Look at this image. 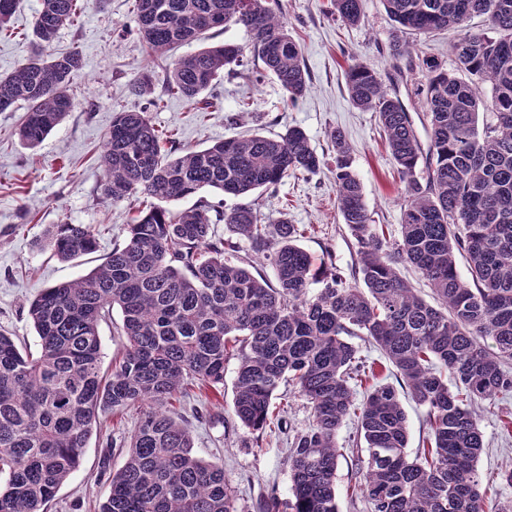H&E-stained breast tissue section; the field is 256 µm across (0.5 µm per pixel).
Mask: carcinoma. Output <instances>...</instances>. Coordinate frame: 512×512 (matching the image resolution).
<instances>
[{
  "label": "carcinoma",
  "instance_id": "obj_1",
  "mask_svg": "<svg viewBox=\"0 0 512 512\" xmlns=\"http://www.w3.org/2000/svg\"><path fill=\"white\" fill-rule=\"evenodd\" d=\"M82 2L41 0L33 53L0 76V111L19 101L28 106L18 136L29 147L71 110L68 87L82 58L46 49L75 22ZM383 3L394 27L390 56L423 77L414 95L429 120L428 149L398 93L373 69L353 64L345 79L352 105L378 114L404 184L401 239L389 244L371 223L352 147L338 131L331 135L338 209L359 255L350 280L313 272L295 225L280 220L271 232L247 204L229 212L169 208L207 188L238 198L316 172L324 159L303 129L257 132L175 156L147 110L116 113L99 190L114 203L138 201L126 239L86 275L30 302L35 351L0 332V512H49L103 414L135 406L144 409L142 421L99 512H239L223 466L197 458L188 432L167 413L192 386L222 390L232 358L234 412L245 427L267 426L285 383L311 405V423L288 448L291 512H340L336 474L344 453L336 436L347 419L366 447L355 489L370 512H486L475 404L512 392V0ZM333 6L348 24L364 19L365 0ZM16 7L17 0H0V32L10 30ZM136 16L152 54L203 42L212 31L237 27L247 35L245 43L205 45L172 61L164 89L189 103L249 55L289 100L310 90L279 0H136ZM474 16L486 17L487 29L466 28ZM444 30L458 32L448 46L452 71L409 41ZM151 86L143 72L131 93L142 97ZM220 222L270 261L275 282L224 256L227 240L212 233ZM44 243L64 261L97 247L85 224H55ZM460 257L467 280L457 271ZM400 264L423 277L437 305L417 294ZM115 307L126 344L105 374L99 326ZM357 336L383 352L426 408L430 449L422 455L407 452V419L393 387L376 385L357 400V387L376 377L351 342Z\"/></svg>",
  "mask_w": 512,
  "mask_h": 512
}]
</instances>
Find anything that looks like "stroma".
<instances>
[{
    "mask_svg": "<svg viewBox=\"0 0 512 512\" xmlns=\"http://www.w3.org/2000/svg\"><path fill=\"white\" fill-rule=\"evenodd\" d=\"M281 4L288 30L300 44L310 91L289 101L276 77L252 60L204 92L205 101L213 105L208 114L160 88L155 91L161 100L156 107L149 99L131 95L129 87L141 70H151L160 79L167 66L146 55L135 0H105L101 5L88 0L74 24L60 30L52 52L76 51L84 62L69 87L68 115L41 144L30 148L18 137L25 103L0 112V331L35 347L37 336L27 316L34 297L89 273L114 244L124 241L135 202L103 199L98 183L104 137L115 113L126 109L148 108L154 126L171 135L179 149L199 150L257 130L274 136L292 126L302 128L324 156V166L314 173L289 175L275 195L256 192L248 201L263 223L284 218L298 227V243L310 254L315 271L333 267L349 277L358 266V246L337 208L331 172V135L342 131L353 149L352 169L361 181L373 224L383 228L387 241L400 240L404 185L376 114L354 107L345 84V71L353 63L373 69L386 86L400 82L388 53L392 27L381 0H366L365 19L357 25L338 20L331 0ZM39 6L40 0H20L10 33L0 35V76L11 74L30 54ZM244 101L249 107L243 111L239 105ZM64 222L90 225L97 238L96 252L63 262L40 248L47 229ZM236 368L233 359L224 368L223 398L194 392L174 401L171 410L187 428L194 454L223 464L240 512H260L270 493L282 501L280 512H289L284 506L291 497L288 443L308 426L310 408L304 398L292 394L266 429L243 427L233 408ZM505 408L512 410V394L480 405L479 425L486 444L478 461L481 474L512 463V435L503 434L500 422ZM141 417L136 406L104 417L49 512H98L109 491L107 475L123 465ZM337 444L346 450L336 478L340 510L367 512L366 501L350 497L355 464L366 457L353 420L343 423Z\"/></svg>",
    "mask_w": 512,
    "mask_h": 512,
    "instance_id": "35a3bbf8",
    "label": "stroma"
}]
</instances>
